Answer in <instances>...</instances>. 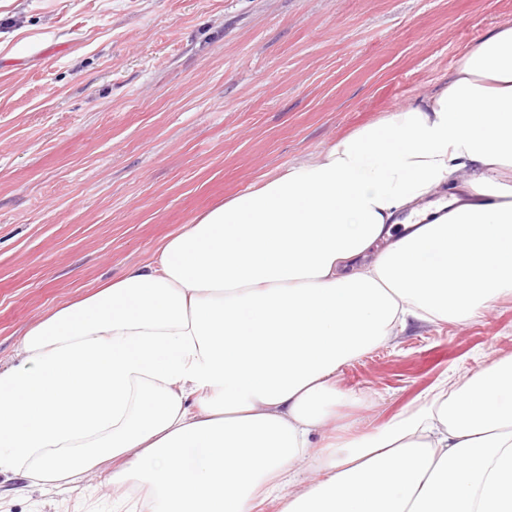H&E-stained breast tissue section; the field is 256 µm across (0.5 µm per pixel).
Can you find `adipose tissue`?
<instances>
[{"label":"adipose tissue","instance_id":"1","mask_svg":"<svg viewBox=\"0 0 512 512\" xmlns=\"http://www.w3.org/2000/svg\"><path fill=\"white\" fill-rule=\"evenodd\" d=\"M512 292V26L436 91L49 310L0 364V469L149 512H512V361L369 434L340 367Z\"/></svg>","mask_w":512,"mask_h":512}]
</instances>
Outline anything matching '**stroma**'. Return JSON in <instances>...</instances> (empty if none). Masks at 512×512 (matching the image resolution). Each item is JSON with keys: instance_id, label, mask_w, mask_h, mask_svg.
<instances>
[{"instance_id": "1", "label": "stroma", "mask_w": 512, "mask_h": 512, "mask_svg": "<svg viewBox=\"0 0 512 512\" xmlns=\"http://www.w3.org/2000/svg\"><path fill=\"white\" fill-rule=\"evenodd\" d=\"M512 0H0V362L224 200L433 91ZM512 359V295L350 361L372 433ZM0 512H112L108 489L25 488Z\"/></svg>"}]
</instances>
